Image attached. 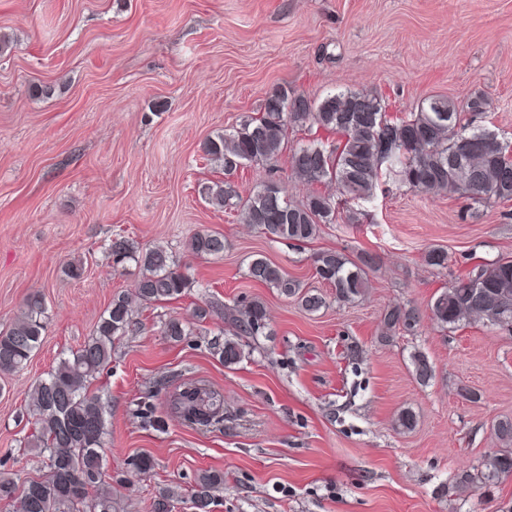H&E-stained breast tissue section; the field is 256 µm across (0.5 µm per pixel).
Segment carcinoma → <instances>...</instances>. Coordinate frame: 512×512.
<instances>
[{
  "label": "carcinoma",
  "instance_id": "carcinoma-1",
  "mask_svg": "<svg viewBox=\"0 0 512 512\" xmlns=\"http://www.w3.org/2000/svg\"><path fill=\"white\" fill-rule=\"evenodd\" d=\"M482 101L462 106L458 102L429 97L418 110L392 119L385 99L360 91H339L320 100L288 88H278L263 100L259 112L239 125L203 143L209 160L232 176L246 166H264L275 160L288 144L289 131L317 127L337 136L329 144L312 139L292 149L288 156L290 178L312 187L306 197L293 202L286 183L274 176L261 181L247 198L227 179L204 185L199 193L215 209L236 210L245 224L259 227L271 239L309 242L322 224L357 222L351 204L369 201L392 181L411 191L446 194L471 205L493 206L512 200V156L487 128H473L465 112H477ZM224 237L197 233L190 251L197 256L224 253ZM114 264L133 262L140 275L129 294L115 296L99 317L92 334L77 349L60 358L30 388L29 414L36 429L27 446L36 448L45 473L19 484L0 477V507L4 512H121V500L106 482L102 448L107 435L106 406L90 387L111 364L112 349L132 327V301L145 305L176 300L190 290L193 279L181 270L173 255L161 246L138 248L124 237L111 240ZM318 277L331 288L339 304L355 301L369 288L368 273L377 257L362 252L351 257L342 250L326 249L312 256ZM427 265L448 268V251L429 249ZM248 279L293 299L299 308L314 313L327 305V297L305 288L274 262L252 260ZM429 318L443 331L478 318L498 327L512 323V259L502 258L473 267L443 289L427 305ZM46 307L32 296L8 331L0 333V371L15 372L31 359L44 329ZM210 305L195 311V322L169 318L163 334L173 342L194 335V323H202ZM224 320L235 337L209 344L212 354L230 366L245 358L241 336H257L267 325V313L259 300L224 306ZM423 320L411 304L385 310V337L413 332ZM415 379L425 384L434 367L419 353L412 356ZM172 406L182 417L203 426L217 423L224 412V394L199 382L185 384L172 395ZM494 432L501 447L485 455L477 468L456 479L464 493L487 488L512 477V419H499ZM224 485V473L206 471L191 494L196 512H210L214 492ZM182 501L171 488L158 491L153 512H174Z\"/></svg>",
  "mask_w": 512,
  "mask_h": 512
}]
</instances>
